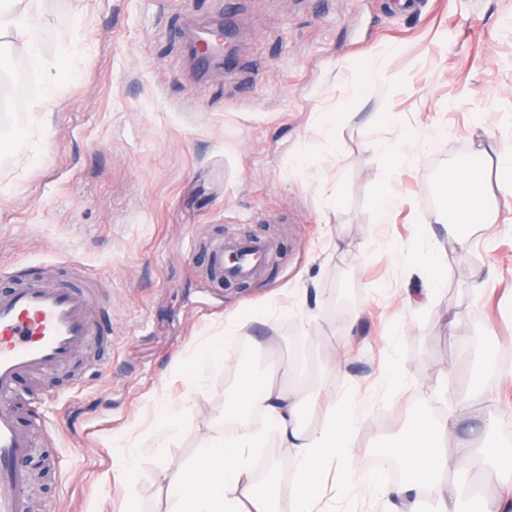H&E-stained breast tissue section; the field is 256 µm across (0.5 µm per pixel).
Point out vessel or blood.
I'll use <instances>...</instances> for the list:
<instances>
[{"mask_svg": "<svg viewBox=\"0 0 512 512\" xmlns=\"http://www.w3.org/2000/svg\"><path fill=\"white\" fill-rule=\"evenodd\" d=\"M275 250L265 238L219 241L210 250L209 274L218 282L248 281ZM87 299L68 281L25 278L0 289V512H28L26 460L33 442L15 405L19 381L71 361L96 335L84 313Z\"/></svg>", "mask_w": 512, "mask_h": 512, "instance_id": "b4317fda", "label": "vessel or blood"}]
</instances>
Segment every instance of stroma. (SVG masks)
<instances>
[{"instance_id": "35a3bbf8", "label": "stroma", "mask_w": 512, "mask_h": 512, "mask_svg": "<svg viewBox=\"0 0 512 512\" xmlns=\"http://www.w3.org/2000/svg\"><path fill=\"white\" fill-rule=\"evenodd\" d=\"M226 2L22 0L58 70L30 112L11 85L30 61L0 37V141L15 146L0 153V269L49 277L77 259L104 330L53 376L21 381L49 465L29 512H170L162 473L224 431L242 365L278 385L299 375L307 429L336 400L378 473L379 447L416 416L457 413L477 383L499 422L486 438L497 492L512 481V208L484 165L494 222L461 253L440 184L488 140L512 146V0H420L416 13L236 0L238 65L199 77L188 35L223 21ZM230 236L278 242L243 286L206 272L209 244ZM431 277V300L405 306ZM166 411L181 415L171 439ZM121 443L136 461L115 478ZM258 454L276 457L275 507L292 512L293 452L271 430Z\"/></svg>"}]
</instances>
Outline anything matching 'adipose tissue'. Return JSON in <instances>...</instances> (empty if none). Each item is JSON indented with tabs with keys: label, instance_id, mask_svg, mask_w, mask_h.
Masks as SVG:
<instances>
[{
	"label": "adipose tissue",
	"instance_id": "ef3b65f1",
	"mask_svg": "<svg viewBox=\"0 0 512 512\" xmlns=\"http://www.w3.org/2000/svg\"><path fill=\"white\" fill-rule=\"evenodd\" d=\"M0 30L11 32L22 44L33 66L43 70L47 82L55 75L42 59L33 26L23 12L0 9ZM481 168L462 164L448 177L443 189L448 209L464 219L488 223L484 201L477 193ZM304 403L300 385L276 387L257 379L250 369L238 370V397L224 409L228 420L241 410L263 414L295 459L291 494L295 512H314L317 479L325 469H335L346 492L370 486L385 498L391 512H419L420 498H427L428 512H459L460 485L445 475L446 463L438 447L452 432L455 422L417 417L413 428L392 448L391 456L406 470L395 485L382 483L377 474L362 466L352 450L353 428L345 409H331L326 423L308 430L300 421ZM263 433L251 425L240 427L234 440L217 434L204 441L192 466H178L165 474L172 512H276L271 491L259 485L253 470L252 452L261 447Z\"/></svg>",
	"mask_w": 512,
	"mask_h": 512
}]
</instances>
